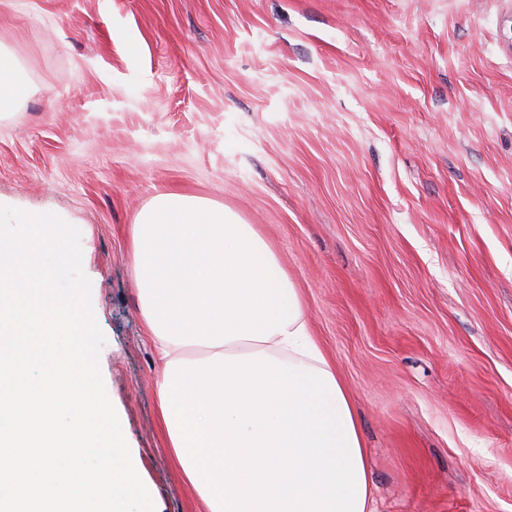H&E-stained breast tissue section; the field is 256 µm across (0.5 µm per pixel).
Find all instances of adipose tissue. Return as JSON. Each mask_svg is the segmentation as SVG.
<instances>
[{
    "instance_id": "ef3b65f1",
    "label": "adipose tissue",
    "mask_w": 512,
    "mask_h": 512,
    "mask_svg": "<svg viewBox=\"0 0 512 512\" xmlns=\"http://www.w3.org/2000/svg\"><path fill=\"white\" fill-rule=\"evenodd\" d=\"M26 91L0 48V112ZM130 245L162 425L207 512H373L355 413L255 226L166 191L137 213Z\"/></svg>"
}]
</instances>
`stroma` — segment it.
I'll use <instances>...</instances> for the list:
<instances>
[{"label":"stroma","instance_id":"stroma-1","mask_svg":"<svg viewBox=\"0 0 512 512\" xmlns=\"http://www.w3.org/2000/svg\"><path fill=\"white\" fill-rule=\"evenodd\" d=\"M29 92L0 202L81 233L99 368L160 512H206L160 422L129 229L225 204L298 288L376 512H512V0H12Z\"/></svg>","mask_w":512,"mask_h":512}]
</instances>
